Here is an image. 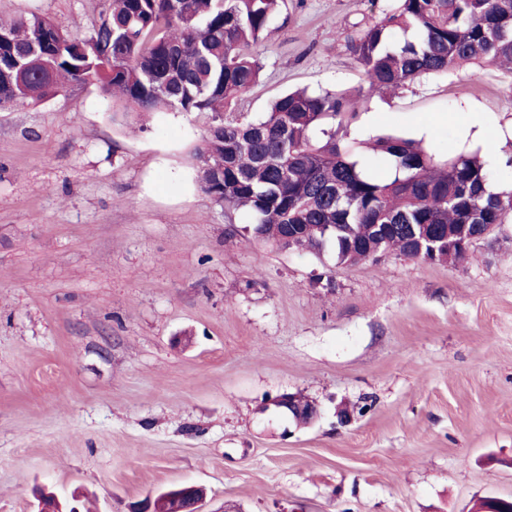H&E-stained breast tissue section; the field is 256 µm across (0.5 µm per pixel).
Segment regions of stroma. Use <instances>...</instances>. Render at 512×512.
Returning a JSON list of instances; mask_svg holds the SVG:
<instances>
[{
  "instance_id": "35a3bbf8",
  "label": "stroma",
  "mask_w": 512,
  "mask_h": 512,
  "mask_svg": "<svg viewBox=\"0 0 512 512\" xmlns=\"http://www.w3.org/2000/svg\"><path fill=\"white\" fill-rule=\"evenodd\" d=\"M394 0H288L260 83L360 94L340 144L393 135L438 157L507 135L512 75L487 68L367 93L348 36ZM108 0H0L87 35ZM201 114H122L94 84L0 110V512L35 487L134 512L181 484L204 512H470L512 498V218L466 262L355 265L254 240L200 190ZM329 274L331 287L318 278ZM318 402L298 428L262 405ZM354 409L340 424L339 403ZM471 120L469 124L470 128H475L476 134H479L486 139H488V151L485 153L484 158L488 164H497L501 159V153L498 151L497 143H498V131L492 130L489 128L486 119L482 115L481 112H471L469 113Z\"/></svg>"
}]
</instances>
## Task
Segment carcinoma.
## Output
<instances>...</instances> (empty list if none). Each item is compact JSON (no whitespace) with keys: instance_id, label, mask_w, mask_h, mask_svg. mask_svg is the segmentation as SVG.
I'll return each mask as SVG.
<instances>
[{"instance_id":"cac0c4a2","label":"carcinoma","mask_w":512,"mask_h":512,"mask_svg":"<svg viewBox=\"0 0 512 512\" xmlns=\"http://www.w3.org/2000/svg\"><path fill=\"white\" fill-rule=\"evenodd\" d=\"M347 39L367 91L399 89L469 64L512 74V0H397ZM286 0H111L87 36L30 14L0 21V109L46 100L94 81L142 121L155 112L204 114L192 151L198 182L222 208L245 210L250 232L280 250L352 264L383 252L408 255L411 227L440 236L454 224H503L512 192L496 188L480 152L439 161L411 139L376 140L386 159L371 172L351 151L310 134L343 124L357 101L342 92L297 90L250 117L231 108L256 86L270 22Z\"/></svg>"}]
</instances>
